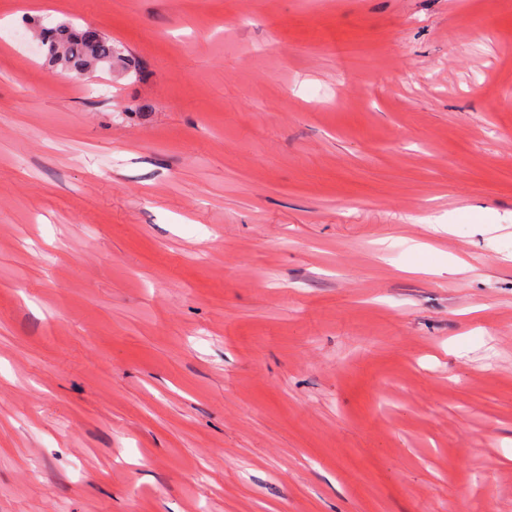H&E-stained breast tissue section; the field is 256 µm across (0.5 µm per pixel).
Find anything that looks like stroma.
I'll list each match as a JSON object with an SVG mask.
<instances>
[{"instance_id": "stroma-1", "label": "stroma", "mask_w": 512, "mask_h": 512, "mask_svg": "<svg viewBox=\"0 0 512 512\" xmlns=\"http://www.w3.org/2000/svg\"><path fill=\"white\" fill-rule=\"evenodd\" d=\"M511 253L512 0H0V512H512ZM43 38L48 43H64L68 45V57L63 63L69 71L75 72L78 77L91 78L85 73L89 56L94 55L101 60V70H107L106 65L114 54L115 45L112 39L89 32L88 28H76L69 24H60L53 29L43 32Z\"/></svg>"}]
</instances>
